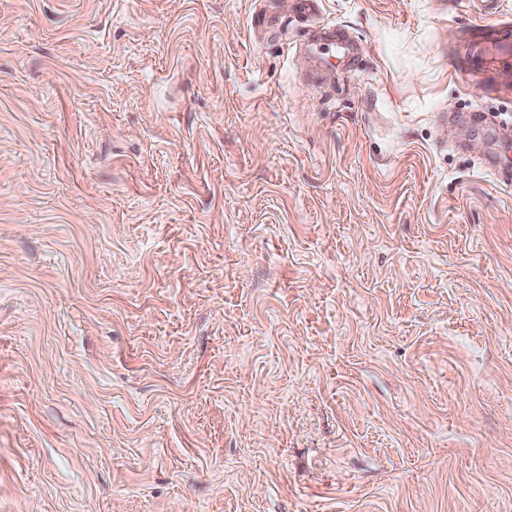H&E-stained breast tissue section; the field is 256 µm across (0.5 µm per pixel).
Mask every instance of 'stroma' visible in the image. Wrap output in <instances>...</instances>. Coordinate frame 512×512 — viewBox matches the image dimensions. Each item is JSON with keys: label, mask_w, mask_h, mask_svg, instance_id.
I'll use <instances>...</instances> for the list:
<instances>
[{"label": "stroma", "mask_w": 512, "mask_h": 512, "mask_svg": "<svg viewBox=\"0 0 512 512\" xmlns=\"http://www.w3.org/2000/svg\"><path fill=\"white\" fill-rule=\"evenodd\" d=\"M504 20L0 0V512H512Z\"/></svg>", "instance_id": "obj_1"}]
</instances>
